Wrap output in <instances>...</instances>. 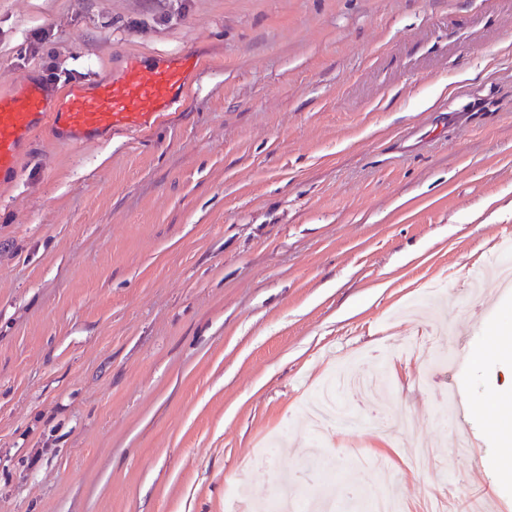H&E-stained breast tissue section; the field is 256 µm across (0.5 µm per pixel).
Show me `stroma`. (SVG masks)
Here are the masks:
<instances>
[{"label": "stroma", "instance_id": "stroma-1", "mask_svg": "<svg viewBox=\"0 0 512 512\" xmlns=\"http://www.w3.org/2000/svg\"><path fill=\"white\" fill-rule=\"evenodd\" d=\"M131 53L208 67L147 135L46 127L0 184V512H423L447 480L444 512H512L473 367L512 328V286L473 289L512 226V0H0V94Z\"/></svg>", "mask_w": 512, "mask_h": 512}]
</instances>
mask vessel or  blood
Wrapping results in <instances>:
<instances>
[{"mask_svg": "<svg viewBox=\"0 0 512 512\" xmlns=\"http://www.w3.org/2000/svg\"><path fill=\"white\" fill-rule=\"evenodd\" d=\"M200 58L166 56L155 61L131 55L120 68L67 90L52 101L32 76L0 94V182L11 180L32 134L48 126L65 143L144 132L159 121L188 89V76L201 69Z\"/></svg>", "mask_w": 512, "mask_h": 512, "instance_id": "1", "label": "vessel or blood"}]
</instances>
